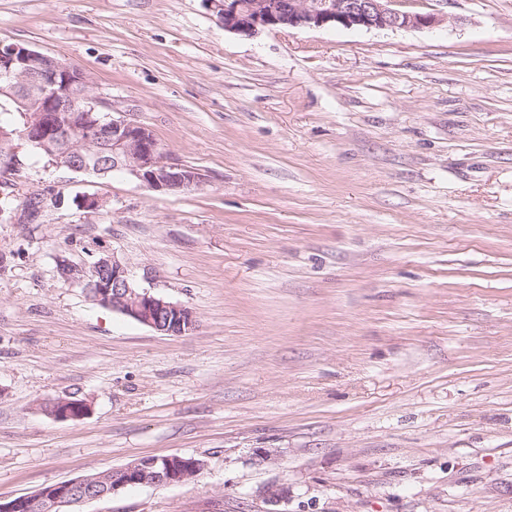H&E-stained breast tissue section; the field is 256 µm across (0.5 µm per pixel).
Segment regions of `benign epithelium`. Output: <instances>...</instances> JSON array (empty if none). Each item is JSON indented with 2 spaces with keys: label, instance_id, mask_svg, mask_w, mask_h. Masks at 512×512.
Masks as SVG:
<instances>
[{
  "label": "benign epithelium",
  "instance_id": "benign-epithelium-1",
  "mask_svg": "<svg viewBox=\"0 0 512 512\" xmlns=\"http://www.w3.org/2000/svg\"><path fill=\"white\" fill-rule=\"evenodd\" d=\"M228 32L255 37L281 28L344 27L367 30L432 28L441 22L435 14L401 11L397 0H203ZM0 79L8 82L11 97L26 109L23 139L33 147L60 144L55 166L98 178L108 166L155 191L190 190L202 183L194 170L165 160L157 139L145 125L111 115L112 103L93 94L94 79L81 67L22 44H0ZM112 146V158L105 157ZM98 274L67 265L65 278L88 284L93 300L158 332L182 336L193 332V312L137 286L115 256L102 255ZM83 399L61 398L50 404L51 415L73 420L89 413ZM203 468L194 459H181L149 470L136 463L101 475L96 485L84 477L54 484L37 493L0 501V512H67L87 501L100 500L136 484L162 487L193 478Z\"/></svg>",
  "mask_w": 512,
  "mask_h": 512
}]
</instances>
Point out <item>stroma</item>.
<instances>
[{
    "label": "stroma",
    "instance_id": "obj_1",
    "mask_svg": "<svg viewBox=\"0 0 512 512\" xmlns=\"http://www.w3.org/2000/svg\"><path fill=\"white\" fill-rule=\"evenodd\" d=\"M397 7L441 22L246 37L203 0H0V42L88 70L203 177L58 168L0 112V501L178 454L189 482L81 512H512V0ZM102 254L196 330L60 279ZM69 395L89 415L46 411Z\"/></svg>",
    "mask_w": 512,
    "mask_h": 512
}]
</instances>
